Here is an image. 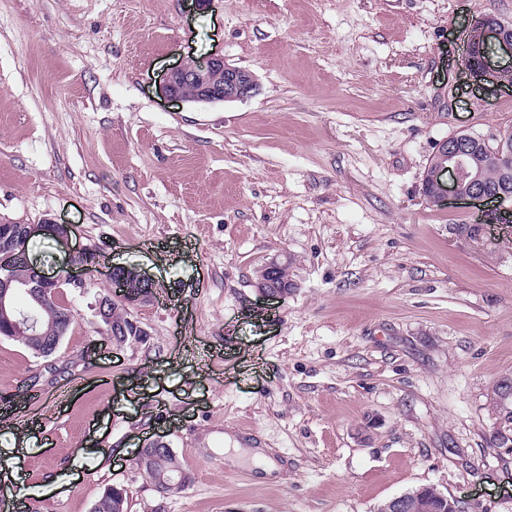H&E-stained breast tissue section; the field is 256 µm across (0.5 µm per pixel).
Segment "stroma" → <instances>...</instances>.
<instances>
[{"mask_svg":"<svg viewBox=\"0 0 512 512\" xmlns=\"http://www.w3.org/2000/svg\"><path fill=\"white\" fill-rule=\"evenodd\" d=\"M481 15L512 23V0H0V224L71 225L30 259L96 269L61 290L69 373L0 339V489L32 512H91L110 487L128 512H376L432 485L512 512L492 403L512 378V223L422 192L439 140L512 132V89L464 68ZM214 55L256 76L252 97L165 98L174 67ZM274 258L294 287L267 301ZM116 264L155 287L128 309L144 341L97 317ZM246 435L273 480L226 464ZM159 436L181 491L136 464ZM59 475L69 491L41 494Z\"/></svg>","mask_w":512,"mask_h":512,"instance_id":"obj_1","label":"stroma"}]
</instances>
